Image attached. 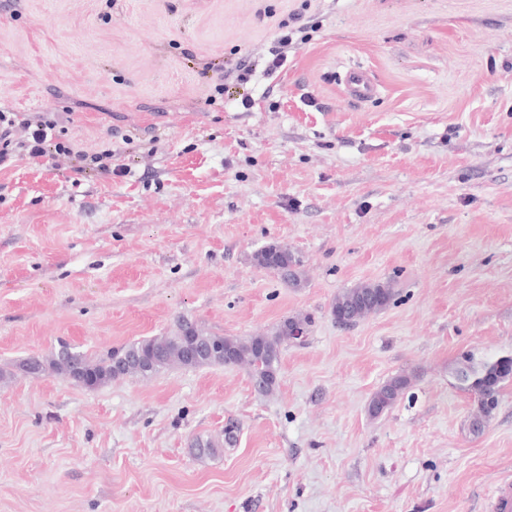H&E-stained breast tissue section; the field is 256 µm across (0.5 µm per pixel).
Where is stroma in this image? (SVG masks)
I'll return each instance as SVG.
<instances>
[{
    "instance_id": "stroma-1",
    "label": "stroma",
    "mask_w": 512,
    "mask_h": 512,
    "mask_svg": "<svg viewBox=\"0 0 512 512\" xmlns=\"http://www.w3.org/2000/svg\"><path fill=\"white\" fill-rule=\"evenodd\" d=\"M353 66L371 101L345 94ZM0 112L120 169L0 167V512H488L512 380L477 434L453 372L512 355V0H0ZM273 242L303 287L255 265ZM373 280L394 303L336 325ZM296 315L268 394L238 367L96 389L17 368L180 317L243 337ZM345 92L357 101L370 100L377 92V87L366 71L361 68L348 69L343 77ZM410 383V378L404 374L389 379L373 394L369 403L370 414L376 417L390 409L405 394Z\"/></svg>"
}]
</instances>
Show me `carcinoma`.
I'll return each instance as SVG.
<instances>
[{"instance_id": "obj_1", "label": "carcinoma", "mask_w": 512, "mask_h": 512, "mask_svg": "<svg viewBox=\"0 0 512 512\" xmlns=\"http://www.w3.org/2000/svg\"><path fill=\"white\" fill-rule=\"evenodd\" d=\"M253 261L271 270L288 287L303 286L302 260L287 247L268 244L253 254ZM394 297V290L387 283L359 284L336 297L331 315L338 325L348 320L356 323L387 307ZM188 325L193 327L190 336L185 332ZM310 326L311 318L292 316L283 319L271 335L217 336L206 332L195 322L179 319L171 335L128 343L102 359H91L76 347L62 342L51 356L29 358L19 364V369L32 374L53 373L93 389L125 376H150L174 365L197 368L220 364L245 368L256 390L269 393L278 383L281 346L294 341L289 331L296 328L305 334ZM213 345L223 347L227 359L209 355L207 349ZM511 375V356L468 365L456 371L460 388L476 395L480 404L481 415L472 423L474 431H482L496 406L501 384ZM409 386L410 378L404 374L389 379L373 394L369 403L370 414L376 417L390 409Z\"/></svg>"}]
</instances>
